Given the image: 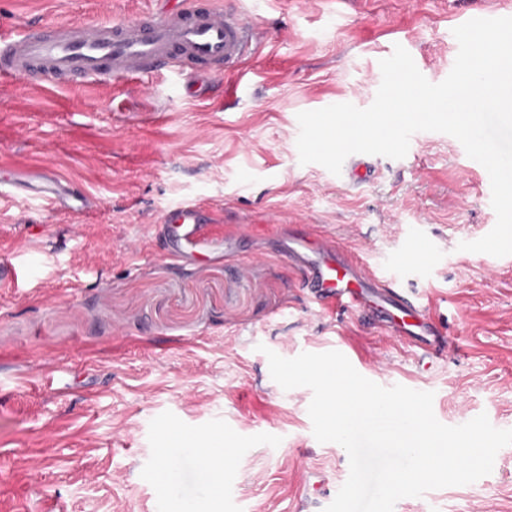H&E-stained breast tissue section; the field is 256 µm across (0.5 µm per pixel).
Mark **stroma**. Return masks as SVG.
<instances>
[{"instance_id": "stroma-1", "label": "stroma", "mask_w": 512, "mask_h": 512, "mask_svg": "<svg viewBox=\"0 0 512 512\" xmlns=\"http://www.w3.org/2000/svg\"><path fill=\"white\" fill-rule=\"evenodd\" d=\"M268 39L243 75L0 82V179L41 164L95 198L62 214L0 196V512H324L349 475L344 448L312 433L306 387L283 390L267 351L339 350L383 360L392 384L434 394L455 426L487 414L512 429V255L459 250L494 227L482 174L434 133L365 183L300 164L299 112L360 108L379 62L403 46L434 81L451 71L455 27L512 0H215ZM164 0H0V33L127 22ZM206 202L252 224L224 258H170L158 220ZM330 226L349 248L408 257L402 286L448 328L423 355L362 316L319 313L277 235ZM137 240L139 252L125 246ZM231 449L202 494L191 458L163 500L166 447ZM395 512H512V445L490 474L397 502Z\"/></svg>"}]
</instances>
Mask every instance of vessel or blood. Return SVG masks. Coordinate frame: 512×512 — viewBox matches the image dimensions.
<instances>
[{
  "instance_id": "obj_1",
  "label": "vessel or blood",
  "mask_w": 512,
  "mask_h": 512,
  "mask_svg": "<svg viewBox=\"0 0 512 512\" xmlns=\"http://www.w3.org/2000/svg\"><path fill=\"white\" fill-rule=\"evenodd\" d=\"M256 46V27L242 15L217 9L213 0H189L186 7L126 23L69 22L50 30L29 26L1 36L0 78L108 73L139 79L163 68L195 78L219 69L236 71ZM8 185L12 194L36 193L59 210L86 212L93 207L91 198L72 193L44 166L18 167ZM161 221L168 226L175 258L191 261L217 253L218 242L205 231L198 205L170 210ZM282 238L289 260L305 272L318 304L355 309L390 336L423 351L436 346L437 321L421 298L403 295L391 259L368 265L327 235L309 246L307 232L294 224L283 225Z\"/></svg>"
}]
</instances>
